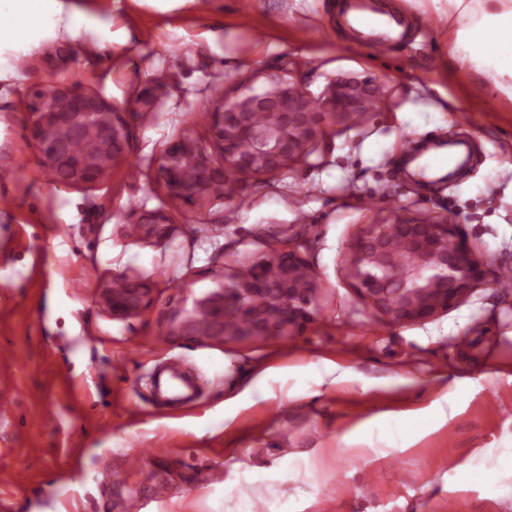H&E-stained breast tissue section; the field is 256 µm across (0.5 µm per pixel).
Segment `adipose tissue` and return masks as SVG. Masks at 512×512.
<instances>
[{
  "instance_id": "adipose-tissue-1",
  "label": "adipose tissue",
  "mask_w": 512,
  "mask_h": 512,
  "mask_svg": "<svg viewBox=\"0 0 512 512\" xmlns=\"http://www.w3.org/2000/svg\"><path fill=\"white\" fill-rule=\"evenodd\" d=\"M447 16L448 53L467 57L478 77L512 99V0H429ZM92 22L76 0H0V93L15 62L43 43L77 39Z\"/></svg>"
}]
</instances>
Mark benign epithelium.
I'll return each instance as SVG.
<instances>
[{
	"label": "benign epithelium",
	"mask_w": 512,
	"mask_h": 512,
	"mask_svg": "<svg viewBox=\"0 0 512 512\" xmlns=\"http://www.w3.org/2000/svg\"><path fill=\"white\" fill-rule=\"evenodd\" d=\"M376 86L375 79L334 83L314 99L296 82L275 79L262 93H242L208 112L211 139L222 164H214L204 144L182 135L161 146L154 160L155 178L172 199L189 206L215 192L231 195L243 177L273 173L308 156L317 137L326 134L322 121L328 117L353 122ZM153 99L146 89L135 102L120 107L64 82L35 91L28 101V121L42 165L52 167L66 155L65 184L102 182L123 155L127 115L138 108L149 110ZM263 111L273 113L275 121L258 127L253 114ZM91 127L105 133L97 148L70 154L73 143ZM45 128L54 132L50 141L42 138ZM242 141L252 143V149L241 152ZM170 223L168 216L154 211L142 212L136 221L146 238L163 236ZM351 266L357 290L396 326L429 322L487 285L484 259L460 237L454 218L370 224L354 244ZM251 267L248 276L234 272L224 277L215 291L195 302L190 314L173 312L169 327L194 334L205 319L226 340L303 335L316 319L314 299L320 280L300 243L275 247ZM299 283L303 287H297ZM145 297L142 283L127 282L123 294L112 295V314L137 312ZM257 299L263 307L255 306Z\"/></svg>",
	"instance_id": "7a95c632"
}]
</instances>
